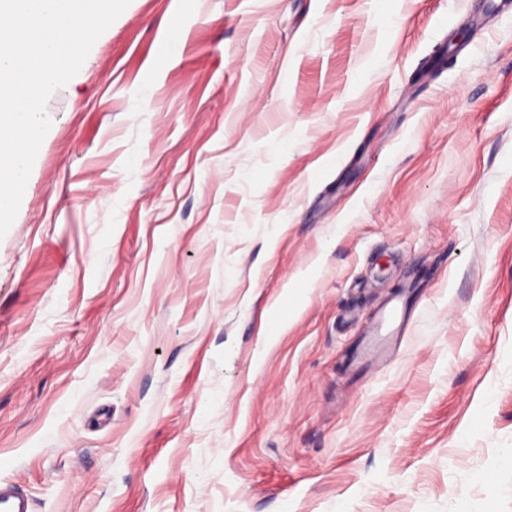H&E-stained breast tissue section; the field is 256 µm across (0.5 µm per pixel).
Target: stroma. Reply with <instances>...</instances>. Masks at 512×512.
Returning a JSON list of instances; mask_svg holds the SVG:
<instances>
[{
  "label": "stroma",
  "mask_w": 512,
  "mask_h": 512,
  "mask_svg": "<svg viewBox=\"0 0 512 512\" xmlns=\"http://www.w3.org/2000/svg\"><path fill=\"white\" fill-rule=\"evenodd\" d=\"M46 113L0 239L32 512H512V0H131ZM406 315L407 309L403 297H392L376 314L371 330L364 338L361 359L372 358L389 342L397 339Z\"/></svg>",
  "instance_id": "stroma-1"
}]
</instances>
